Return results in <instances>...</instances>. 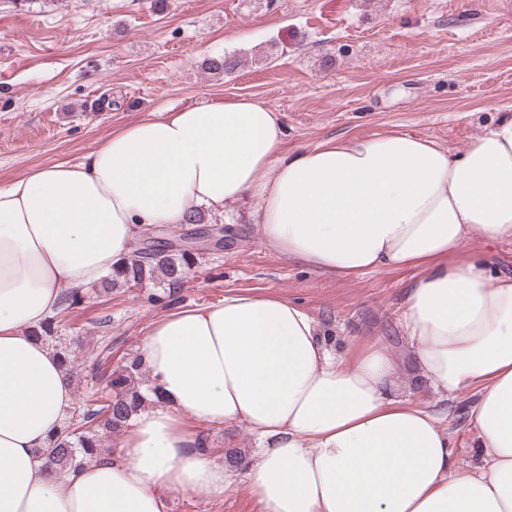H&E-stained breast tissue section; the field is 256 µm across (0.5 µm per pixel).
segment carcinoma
<instances>
[{"label":"carcinoma","instance_id":"carcinoma-1","mask_svg":"<svg viewBox=\"0 0 512 512\" xmlns=\"http://www.w3.org/2000/svg\"><path fill=\"white\" fill-rule=\"evenodd\" d=\"M239 63L237 57L224 55L206 60L204 66L215 74H229ZM158 238V234L151 237L156 245L149 253L137 248L120 269L102 280L100 288L93 291L85 288L65 294L60 309L48 317L33 335L50 337L61 326L75 328V312L83 309L90 299L119 285L136 288L160 275L170 288H176L187 277L197 251L175 250L158 242ZM144 383L143 368L137 357H130L115 368L105 379L102 395L106 404L100 405L94 398L78 409V415L72 417L42 449L47 463L66 471L80 469L95 460L103 452L102 435H117L124 431L131 416L146 404L141 393Z\"/></svg>","mask_w":512,"mask_h":512}]
</instances>
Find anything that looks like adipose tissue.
Masks as SVG:
<instances>
[{
  "label": "adipose tissue",
  "mask_w": 512,
  "mask_h": 512,
  "mask_svg": "<svg viewBox=\"0 0 512 512\" xmlns=\"http://www.w3.org/2000/svg\"><path fill=\"white\" fill-rule=\"evenodd\" d=\"M264 101L169 109L113 130L77 165L0 189V512H168L170 492L223 494L236 469L186 423L247 427L264 512H512V277L458 260L512 241V119L454 152L407 133L287 150ZM247 204L262 243L328 277L419 269L409 357L356 360L297 303L232 293L166 313L139 357L149 406L80 471L40 454L75 410L54 349L32 336L65 292L99 284L151 227ZM411 371L470 393L483 462L462 469L439 417L398 392Z\"/></svg>",
  "instance_id": "ef3b65f1"
}]
</instances>
